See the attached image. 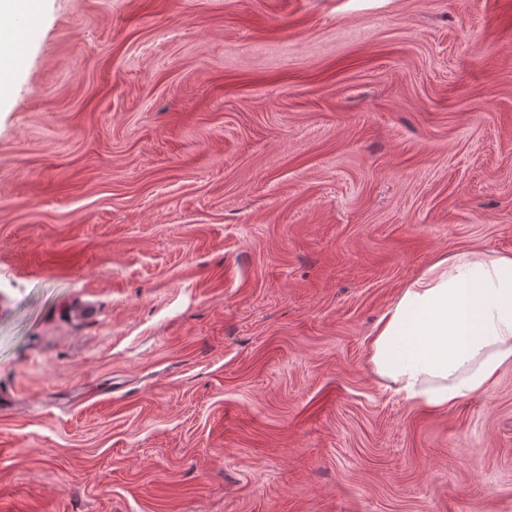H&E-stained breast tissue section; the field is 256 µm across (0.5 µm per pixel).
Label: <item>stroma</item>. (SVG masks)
<instances>
[{"label": "stroma", "mask_w": 512, "mask_h": 512, "mask_svg": "<svg viewBox=\"0 0 512 512\" xmlns=\"http://www.w3.org/2000/svg\"><path fill=\"white\" fill-rule=\"evenodd\" d=\"M0 46V512H512V368L368 363L512 255V0H44ZM369 363L386 388L448 409L512 365V256L463 249L430 263L379 321Z\"/></svg>", "instance_id": "obj_1"}]
</instances>
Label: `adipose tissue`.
<instances>
[{
  "label": "adipose tissue",
  "instance_id": "adipose-tissue-1",
  "mask_svg": "<svg viewBox=\"0 0 512 512\" xmlns=\"http://www.w3.org/2000/svg\"><path fill=\"white\" fill-rule=\"evenodd\" d=\"M369 363L385 387L445 409L512 365V256L464 249L430 263L379 321Z\"/></svg>",
  "mask_w": 512,
  "mask_h": 512
}]
</instances>
